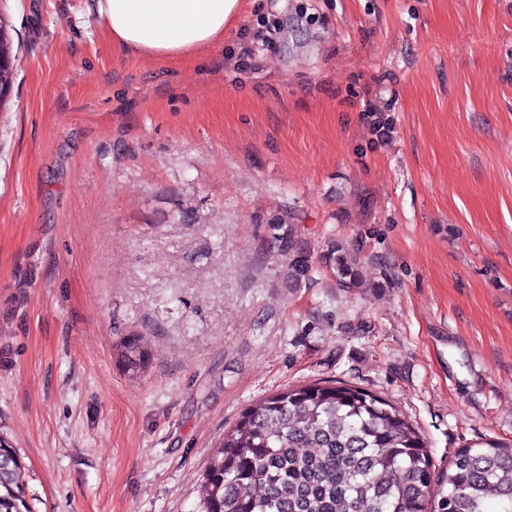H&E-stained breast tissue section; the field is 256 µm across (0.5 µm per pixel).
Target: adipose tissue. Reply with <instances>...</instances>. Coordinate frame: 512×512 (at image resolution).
<instances>
[{
  "label": "adipose tissue",
  "instance_id": "1",
  "mask_svg": "<svg viewBox=\"0 0 512 512\" xmlns=\"http://www.w3.org/2000/svg\"><path fill=\"white\" fill-rule=\"evenodd\" d=\"M240 7L241 0H97V16L125 52L176 59L221 44Z\"/></svg>",
  "mask_w": 512,
  "mask_h": 512
}]
</instances>
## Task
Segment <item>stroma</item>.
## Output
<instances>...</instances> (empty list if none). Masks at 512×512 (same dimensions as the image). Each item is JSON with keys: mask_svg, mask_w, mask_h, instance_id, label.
I'll list each match as a JSON object with an SVG mask.
<instances>
[{"mask_svg": "<svg viewBox=\"0 0 512 512\" xmlns=\"http://www.w3.org/2000/svg\"><path fill=\"white\" fill-rule=\"evenodd\" d=\"M0 13V433L37 512H199L225 429L315 381L389 399L440 468L512 439V0H242L170 60L96 0ZM5 21V32L2 36V32H0V56L6 55L9 58V64L7 66H0V87H12L14 81V68H13V60H15V54H13V41L10 34V31L13 30L12 25H8V21ZM360 107L362 108L360 112H369L365 118L368 120L369 126L371 127L374 135L380 139L389 137V134L392 132L391 119H389L388 116L384 117V114L380 112H374L373 104L368 99L363 98L361 100ZM324 267L328 268L336 280L346 288L356 287L362 283L359 260L343 244L336 242L327 248L321 257ZM115 348L117 359L127 373L135 376L144 371L150 353L141 337L133 335L123 338L116 344Z\"/></svg>", "mask_w": 512, "mask_h": 512, "instance_id": "1", "label": "stroma"}]
</instances>
